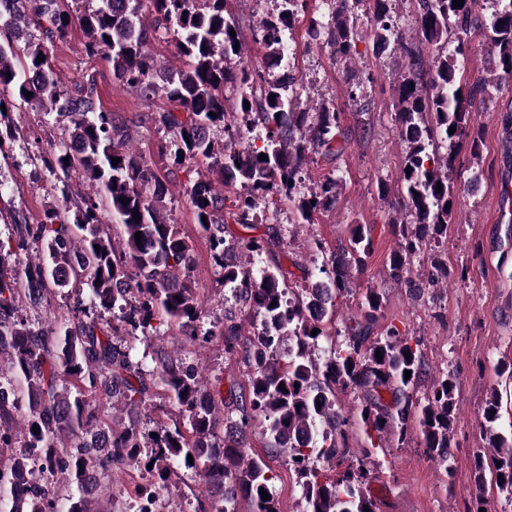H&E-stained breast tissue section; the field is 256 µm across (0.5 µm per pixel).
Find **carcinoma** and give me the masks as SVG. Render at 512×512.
Instances as JSON below:
<instances>
[{"label":"carcinoma","instance_id":"cac0c4a2","mask_svg":"<svg viewBox=\"0 0 512 512\" xmlns=\"http://www.w3.org/2000/svg\"><path fill=\"white\" fill-rule=\"evenodd\" d=\"M85 2L87 7L73 11L65 8V0H0V105L6 107L0 111V155L12 139L16 101L56 123L67 121L68 132L67 139L40 153L59 196L39 223L16 224L11 237L0 240V512H58L61 484H74L79 492L68 512H114L112 507H96L103 492L108 502L114 500L103 484L112 469L144 475L145 482L135 487L138 494L147 487L156 492L168 488L176 466L204 482L212 512H238L240 498L249 503L248 512H281L269 486L268 465L258 455H246L238 441L259 419L269 448L287 454L302 481L300 512H377L376 502L358 486L364 461L390 438L404 443L412 416L421 426L425 453L448 466L455 383L446 375L433 382L424 402L413 404L411 392L425 362L419 344H411V337L396 326L383 337L371 336L382 296L367 289L361 314L346 326V345H336L328 328L352 265L371 252V229L354 225L348 248L327 257L320 269L327 295L289 285L286 270L275 259L254 267L253 255L265 250L263 242L251 238L229 243L224 237L226 186L245 189L232 217L246 227L257 198L270 194L288 198L300 224L311 223L314 214L336 204L340 181L334 176H325L308 194L297 188L309 152L334 157L342 151L336 108L322 101L310 122L309 113L299 110V99L287 96L281 82L230 66L242 50H234L239 36L230 30L238 27L227 0ZM367 2L373 41L385 49L395 37L389 0ZM305 4L280 0L278 13L261 22L269 56L286 57L283 34L292 29ZM417 4V44L400 41L407 71L395 88L398 135L408 146L406 165L413 168L401 178L402 204L413 225L402 229L390 259L394 277L416 289L410 257L421 250L425 238L448 228L452 209L446 205L454 195L448 169L467 136L472 103L490 84L485 77L461 81L463 42L455 53L447 50L451 31L465 34L482 25L470 0L457 8L453 0ZM351 18L350 0H336L325 34L339 56H350L355 42ZM75 26L86 38L87 55L111 63L127 90L170 103L160 121L172 138L160 150L173 166L208 161L206 171L187 189L196 223L207 234L224 289L253 309L264 328L260 335L246 334L230 312L219 331L224 354L248 367L246 397L233 386L225 392L207 388L200 368L163 349L154 353V366L146 373L124 346L128 337H148L155 321L176 328L183 343L205 339L213 331L203 327L202 305L190 279L192 246L166 218L169 180L158 177L142 155L131 151L126 127L97 106L94 79L66 90L52 66L55 47ZM161 27L173 29L176 53L185 59L175 72L157 69L149 50L152 33ZM486 38L501 70L511 75L512 0L493 15ZM426 46L436 48L429 64L421 54ZM39 55L44 56L40 63ZM228 83L241 89L235 113L243 114L251 126L267 129L262 146L244 150L227 123ZM26 90L31 97L24 95ZM452 126L456 131L450 134ZM218 129L228 137H211ZM263 153L268 159H259ZM114 157L120 159L116 165ZM76 182L87 184L90 192L71 207ZM102 199L112 222L122 226L119 247L101 220ZM136 211L138 220L132 216ZM84 289L98 313L78 302L54 320L35 323L23 315L28 307L50 306L62 294L79 297ZM322 339L330 350L320 360L312 356L311 347ZM406 370L411 371L408 379ZM348 388L363 393L357 420L364 447L359 469L331 477L315 460L331 462L350 452L349 419L336 399L337 391ZM158 389L178 412L172 425L151 432L137 420L125 423L118 416L125 407L151 405ZM383 390L391 393V402H384ZM498 410L495 395L484 414L492 454L477 458L473 480L481 491L486 473L500 475L499 489L511 494L512 430L499 429ZM262 489L270 499L262 500Z\"/></svg>","mask_w":512,"mask_h":512}]
</instances>
